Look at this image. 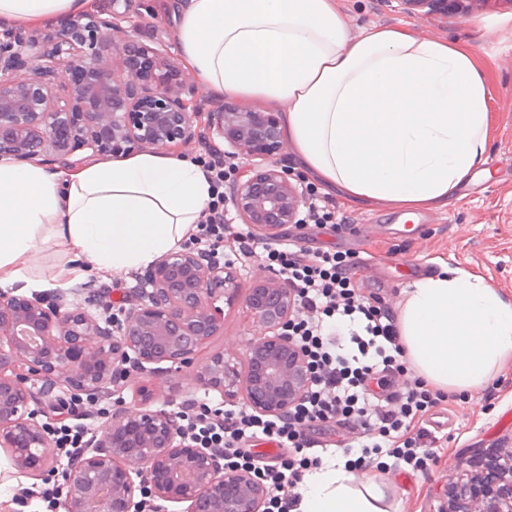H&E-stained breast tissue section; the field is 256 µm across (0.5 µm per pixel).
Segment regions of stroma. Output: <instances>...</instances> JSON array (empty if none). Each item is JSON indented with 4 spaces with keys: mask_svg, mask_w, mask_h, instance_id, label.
Wrapping results in <instances>:
<instances>
[{
    "mask_svg": "<svg viewBox=\"0 0 512 512\" xmlns=\"http://www.w3.org/2000/svg\"><path fill=\"white\" fill-rule=\"evenodd\" d=\"M174 0H131L130 16L142 22L141 38L164 41L171 61L180 67L182 79L192 88V101L201 111L220 107V100L197 91L195 74L184 68L177 46ZM350 36L373 27L413 26L428 37L468 43L488 90L491 148L484 177H468L457 197L438 209L418 210L415 218L402 219L399 209L375 202L352 204L325 189L314 178L301 174L291 149L278 158L281 167L301 179L348 226L336 229L311 224L286 226L281 241H291L310 250H340L353 253L360 263L357 273L365 293L401 308L414 282L437 275L445 266H459L482 274L488 283L512 299V0H489L465 14H435L424 18L405 12L400 0H337ZM63 261L60 250L49 249L41 275L50 280ZM143 272L110 276L89 271L81 283L20 291L43 300L63 299L68 304L98 303L102 298L119 300L140 290ZM260 333L239 304L224 307V326L196 355L191 366L155 382L152 375L133 373L125 386L112 390L98 403L74 406L73 414L86 415L87 439L100 437L118 402H131L141 386L156 384L152 406L173 412L187 404L233 408V401L205 389L195 379L196 369L214 353L240 355ZM426 427L434 443L437 462L416 471L396 463L387 454L368 463L366 472L387 492L390 512H438L449 482L466 476L478 453L512 448V358L501 366L493 384L484 392L467 397L448 395L431 411ZM61 476L45 477L34 472L11 475L0 455V512H65Z\"/></svg>",
    "mask_w": 512,
    "mask_h": 512,
    "instance_id": "obj_1",
    "label": "stroma"
}]
</instances>
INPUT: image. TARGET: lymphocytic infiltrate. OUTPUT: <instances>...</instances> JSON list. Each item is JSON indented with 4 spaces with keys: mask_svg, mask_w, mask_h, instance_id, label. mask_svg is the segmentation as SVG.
I'll list each match as a JSON object with an SVG mask.
<instances>
[{
    "mask_svg": "<svg viewBox=\"0 0 512 512\" xmlns=\"http://www.w3.org/2000/svg\"><path fill=\"white\" fill-rule=\"evenodd\" d=\"M194 242L217 259L223 257L228 243L243 259L263 248L267 260L295 288L297 316L291 334L312 367V384L303 398L274 419L243 408L219 412L191 406L183 413V430L189 439L217 449L226 467L250 468L260 475L269 491V512H293L297 507L304 472L322 460L321 449L309 436L320 426L352 431L354 441L343 448L348 455L366 456L385 449L415 468L433 460V452L423 446L428 436L423 422L445 397L412 375L399 341L397 316L380 299L364 294L355 279L353 254H313L302 247L283 250L270 242L259 243L229 223L220 194L200 219ZM356 317L363 328L352 334L357 352L349 356L339 351L336 325ZM381 368L405 378L402 392L390 395L383 404L368 394V383ZM251 438L291 447L294 453L277 466L260 463L243 448Z\"/></svg>",
    "mask_w": 512,
    "mask_h": 512,
    "instance_id": "lymphocytic-infiltrate-1",
    "label": "lymphocytic infiltrate"
}]
</instances>
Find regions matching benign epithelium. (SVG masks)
Instances as JSON below:
<instances>
[{"label": "benign epithelium", "instance_id": "7a95c632", "mask_svg": "<svg viewBox=\"0 0 512 512\" xmlns=\"http://www.w3.org/2000/svg\"><path fill=\"white\" fill-rule=\"evenodd\" d=\"M490 0H401L421 16L466 13ZM81 14L47 40L0 30V158L28 160L53 153L61 161L80 148L102 155L185 144L195 138L196 109L166 59L161 42L145 43L136 29ZM71 76L55 90L56 70ZM211 134L248 162L230 186L238 219L265 239L299 222L305 191L278 168L284 147L277 112L226 103L208 113ZM148 290L128 300L123 318L112 305H76L0 292V450L18 471L52 472L51 430L31 405L95 402L131 372L188 364L224 325L221 299L238 302L263 328L231 363L211 355L196 374L208 390L242 398L257 414L278 416L295 405L310 382L307 357L288 335L294 314L291 284L268 271L243 296L232 264L185 249L145 274ZM153 390L112 412L98 439L71 457L62 472L66 512H140L144 500L188 504L186 512H262L268 497L251 470H229L222 455L183 437L178 416L151 408ZM440 512H512V468L484 463L468 481L449 483Z\"/></svg>", "mask_w": 512, "mask_h": 512}]
</instances>
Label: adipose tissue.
<instances>
[{
  "label": "adipose tissue",
  "mask_w": 512,
  "mask_h": 512,
  "mask_svg": "<svg viewBox=\"0 0 512 512\" xmlns=\"http://www.w3.org/2000/svg\"><path fill=\"white\" fill-rule=\"evenodd\" d=\"M95 0H0V24L42 26ZM177 41L204 93L283 113L303 171L349 202L414 214L447 205L487 161L486 85L471 46L372 28L349 37L336 0H182ZM202 167L166 151L64 172L0 160V287L42 288L38 255L62 247L56 279L124 275L180 248L211 199ZM413 372L477 394L512 357V301L476 272L415 282L398 315ZM298 512H389L374 478L333 462L304 480Z\"/></svg>",
  "instance_id": "adipose-tissue-1"
}]
</instances>
